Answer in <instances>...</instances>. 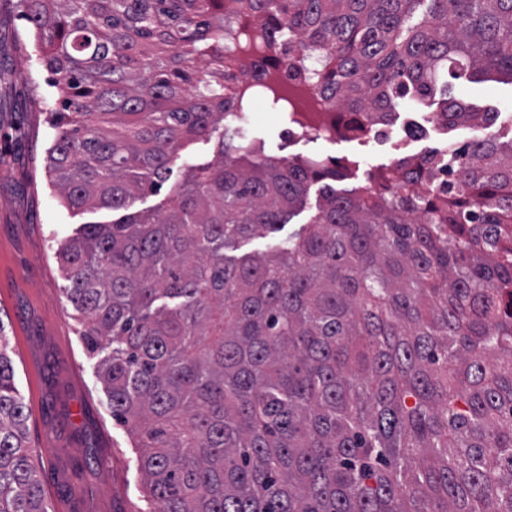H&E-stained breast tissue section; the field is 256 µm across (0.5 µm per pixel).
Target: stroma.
<instances>
[{
	"instance_id": "stroma-1",
	"label": "stroma",
	"mask_w": 512,
	"mask_h": 512,
	"mask_svg": "<svg viewBox=\"0 0 512 512\" xmlns=\"http://www.w3.org/2000/svg\"><path fill=\"white\" fill-rule=\"evenodd\" d=\"M51 73L29 45V25L18 0H0V322L11 340L16 384L27 405L26 444L32 451L53 512H140L144 503L132 440L112 418L96 376L98 358L82 338L81 319L67 299L58 260L61 241L82 224L110 215L72 212L59 202L46 176L54 101ZM472 106L499 112L491 128L432 125L426 138L405 136L408 111L387 137L369 131L325 139L287 138L283 113L257 104L247 115L252 138L267 154L287 159L320 154L340 165L337 189L369 185L396 159L489 136L512 139V85H454Z\"/></svg>"
}]
</instances>
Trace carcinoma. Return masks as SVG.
Here are the masks:
<instances>
[{
	"label": "carcinoma",
	"mask_w": 512,
	"mask_h": 512,
	"mask_svg": "<svg viewBox=\"0 0 512 512\" xmlns=\"http://www.w3.org/2000/svg\"><path fill=\"white\" fill-rule=\"evenodd\" d=\"M20 0L60 108L47 172L62 206L119 214L59 254L97 376L135 440L144 512H512V140L448 148L339 193L318 157L284 162L219 127L256 91L237 56L326 51L309 92L352 118L512 84V0ZM297 96L270 78L261 97ZM219 159L171 181L179 151ZM170 183L154 209L130 211ZM321 188L313 219L263 253ZM0 318V512H51L25 444ZM320 185L321 184L312 186L306 207L303 211L292 218L290 224H285L284 227L275 234L255 235L253 238L243 243L238 252L245 253L266 250L270 245H272L275 238L285 239L295 233L302 224H305L309 220L311 212L315 209L317 189Z\"/></svg>",
	"instance_id": "cac0c4a2"
}]
</instances>
